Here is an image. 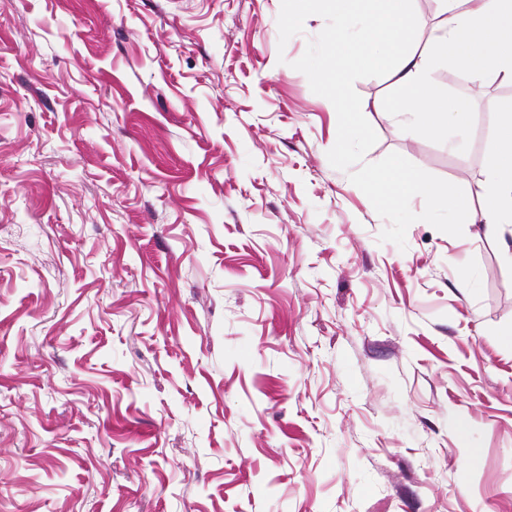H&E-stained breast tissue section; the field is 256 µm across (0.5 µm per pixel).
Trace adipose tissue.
I'll return each mask as SVG.
<instances>
[{"mask_svg":"<svg viewBox=\"0 0 512 512\" xmlns=\"http://www.w3.org/2000/svg\"><path fill=\"white\" fill-rule=\"evenodd\" d=\"M438 19L432 49L410 48L422 21L415 0H294V17H302L317 3L330 11L338 29L328 74L336 78L337 99L346 96V77L355 65L377 73H391L402 94L391 106L404 127L424 125L432 135H443L449 124H466L469 100L449 96L430 80L435 58L463 63L474 82L494 78L512 84V0H437ZM359 26L352 41L343 28Z\"/></svg>","mask_w":512,"mask_h":512,"instance_id":"adipose-tissue-1","label":"adipose tissue"}]
</instances>
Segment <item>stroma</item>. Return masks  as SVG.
I'll use <instances>...</instances> for the list:
<instances>
[{
    "mask_svg": "<svg viewBox=\"0 0 512 512\" xmlns=\"http://www.w3.org/2000/svg\"><path fill=\"white\" fill-rule=\"evenodd\" d=\"M333 20L0 0V512H512V223L406 249L327 153ZM378 141L487 186L492 98Z\"/></svg>",
    "mask_w": 512,
    "mask_h": 512,
    "instance_id": "35a3bbf8",
    "label": "stroma"
}]
</instances>
